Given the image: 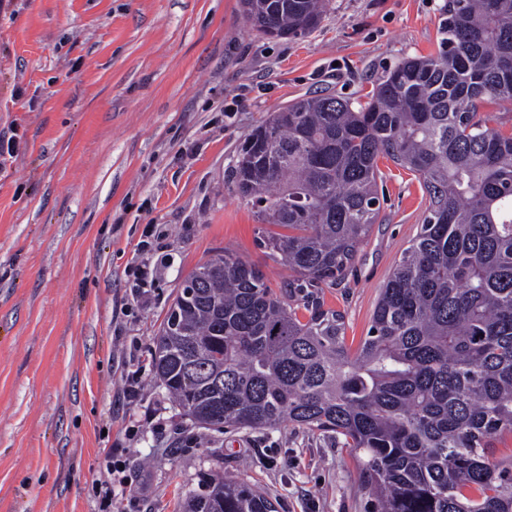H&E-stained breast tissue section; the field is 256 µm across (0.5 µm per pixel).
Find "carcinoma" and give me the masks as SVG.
I'll return each instance as SVG.
<instances>
[{
    "instance_id": "obj_1",
    "label": "carcinoma",
    "mask_w": 512,
    "mask_h": 512,
    "mask_svg": "<svg viewBox=\"0 0 512 512\" xmlns=\"http://www.w3.org/2000/svg\"><path fill=\"white\" fill-rule=\"evenodd\" d=\"M251 28L307 34L325 0H241ZM438 55L406 58L359 108L331 93L280 108L233 170L263 247L293 278L280 292L226 251L184 282L152 353L182 414L212 427L288 421L359 454L374 512H512V133L476 119L512 101V0H448ZM418 174L421 231L380 289L356 352L322 286L345 279L379 211L378 160ZM308 312L307 320L298 310ZM183 512H275L213 475Z\"/></svg>"
}]
</instances>
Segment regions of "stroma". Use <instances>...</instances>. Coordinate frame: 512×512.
I'll use <instances>...</instances> for the list:
<instances>
[{
  "instance_id": "obj_1",
  "label": "stroma",
  "mask_w": 512,
  "mask_h": 512,
  "mask_svg": "<svg viewBox=\"0 0 512 512\" xmlns=\"http://www.w3.org/2000/svg\"><path fill=\"white\" fill-rule=\"evenodd\" d=\"M446 0H327L297 38L252 31L240 0H0V512H181L216 473L277 512H371L343 438L284 423L202 427L154 379L177 291L216 252L259 243L232 168L270 112L326 91L368 101L437 54ZM380 211L323 289L358 348L427 215L422 179L378 161Z\"/></svg>"
}]
</instances>
